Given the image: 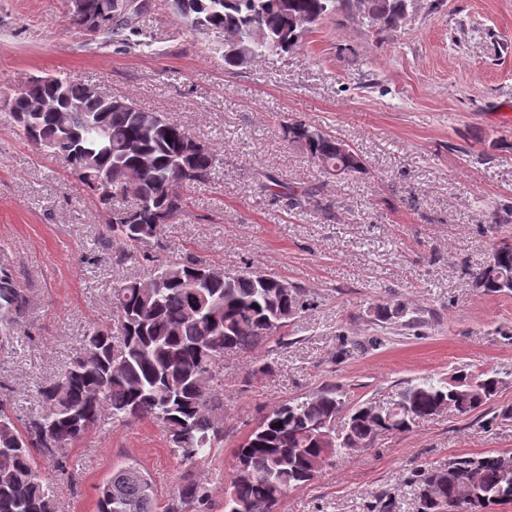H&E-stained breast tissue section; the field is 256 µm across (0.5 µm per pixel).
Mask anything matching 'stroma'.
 Returning <instances> with one entry per match:
<instances>
[{"label": "stroma", "instance_id": "stroma-1", "mask_svg": "<svg viewBox=\"0 0 512 512\" xmlns=\"http://www.w3.org/2000/svg\"><path fill=\"white\" fill-rule=\"evenodd\" d=\"M136 24L150 48L103 45L72 24L65 0H0V99L26 77L68 75L193 129L221 165L209 184L184 189L185 216L162 229L170 255L299 287L306 306L287 336L253 358L224 356V446L194 468L215 489L211 512H224L234 450L258 414L327 385L352 406L460 367L505 381L488 410L445 412L326 461L280 512H378L385 497L416 512L414 469L512 453V414H503L512 411V294H483L470 280L512 239V0H417L381 33L338 13L292 52L232 72L214 37L191 31L164 0ZM294 120L345 141L363 172L326 175L285 140ZM269 176L278 187L261 191ZM292 186L319 187V206L291 207ZM495 213L504 221L492 223ZM100 230L89 189L0 109V268L28 301L16 339L0 342L16 424L40 410L34 382L57 375L90 326L110 320L112 283L153 275L152 263L99 257ZM388 302L420 328L377 320ZM257 361L271 372L252 375ZM67 455L71 471L42 464L62 512H97L99 486L123 462L137 461L163 499L187 470L150 420L101 423Z\"/></svg>", "mask_w": 512, "mask_h": 512}]
</instances>
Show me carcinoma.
<instances>
[{"label": "carcinoma", "mask_w": 512, "mask_h": 512, "mask_svg": "<svg viewBox=\"0 0 512 512\" xmlns=\"http://www.w3.org/2000/svg\"><path fill=\"white\" fill-rule=\"evenodd\" d=\"M104 43H129L139 35L134 19L118 17L114 0H84ZM409 0H370L367 25L392 29ZM190 30L220 39L224 68L239 67L232 40L253 31L251 58L288 53L330 13L350 10V0H167ZM110 95L91 92L71 76L43 77L22 86L6 107L26 140L40 153L62 158L71 174L96 196L104 227L102 250L117 264L155 263L151 285L134 279L112 287L111 321L93 326L82 351L52 380L35 384L40 414L19 427L0 402V512H58L38 459L70 468L63 449L105 420L155 421L170 451L184 464L208 461L224 443V354L249 356L284 333L305 304L299 289L261 270L201 280L209 265L193 256L161 259V228L184 215L180 187L204 186L219 164L201 138L162 119L144 122L136 103L113 108ZM288 139L335 177L362 169V159L340 149L342 141L302 120L288 123ZM119 197L136 200L117 208ZM295 205L318 204L316 190H289ZM479 292L512 293V241H501L472 272ZM0 306V341H10L27 310ZM502 386L494 371L455 372L405 384L379 405L345 408L335 388L293 398L259 415L235 450L236 465L224 486V512H277L289 491L314 479V462L346 449L370 448L387 433L408 431L417 421L450 411L466 416L490 405ZM512 454L458 455L448 468L420 467L412 474L417 512H486L512 501ZM213 489L187 472L168 499L136 461L112 470L100 487L98 512H208Z\"/></svg>", "instance_id": "1"}]
</instances>
